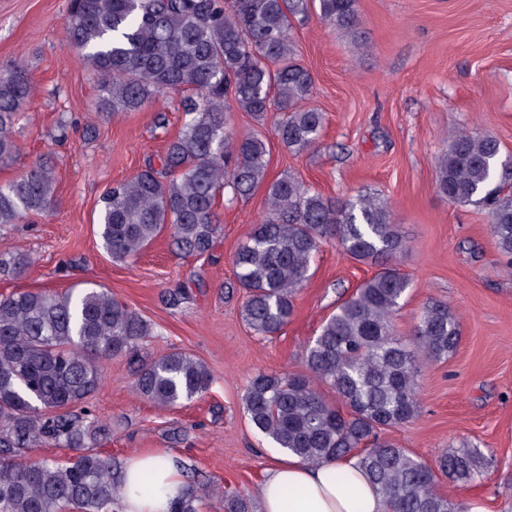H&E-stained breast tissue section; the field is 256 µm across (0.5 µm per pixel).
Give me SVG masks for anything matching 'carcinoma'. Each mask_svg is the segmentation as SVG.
Returning <instances> with one entry per match:
<instances>
[{"label":"carcinoma","instance_id":"cac0c4a2","mask_svg":"<svg viewBox=\"0 0 512 512\" xmlns=\"http://www.w3.org/2000/svg\"><path fill=\"white\" fill-rule=\"evenodd\" d=\"M313 13L365 47L357 0H70L65 39L96 79L98 111L133 112L178 94L185 115L158 162L103 193L97 235L114 262L139 255L166 228L178 251L203 255L223 230L216 213L223 191L233 202L264 189L265 213L232 260L245 294L242 318L264 337L288 324L323 241L354 260L379 262L307 346L309 374L254 376L243 408L259 433L309 465L357 457L389 512H469L438 491L436 472L461 484L480 480L487 459L478 447L450 448L434 469L381 437L418 415L421 362L448 358L460 338L458 319L441 301L424 307L410 339L396 334L411 281L394 265L403 242L388 202L371 192L325 198L291 174L270 181L261 135L227 130L233 111L262 125L273 113L284 147L300 153L317 143L324 114L307 104L313 78L291 35ZM34 91L23 63L0 69V166L19 154L13 131ZM436 186L454 204L483 207L499 255L512 259V159H501L495 138L455 134L438 158ZM56 204L54 168L42 159L0 183V224ZM30 265L17 252L0 258V274L20 276ZM152 335V325L105 288L0 297V512H114L124 465L96 450L112 424L73 411L99 387L100 360L129 359L134 391L161 408L201 397L214 381L177 349L141 358ZM321 385L338 404L322 397ZM42 446L74 454L64 462L26 458ZM183 472L185 491L170 512H200L208 482L187 465ZM224 512H253L252 499L228 496Z\"/></svg>","mask_w":512,"mask_h":512}]
</instances>
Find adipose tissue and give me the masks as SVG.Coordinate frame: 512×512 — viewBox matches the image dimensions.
<instances>
[{
	"instance_id": "adipose-tissue-1",
	"label": "adipose tissue",
	"mask_w": 512,
	"mask_h": 512,
	"mask_svg": "<svg viewBox=\"0 0 512 512\" xmlns=\"http://www.w3.org/2000/svg\"><path fill=\"white\" fill-rule=\"evenodd\" d=\"M154 473L144 489L142 471ZM184 480L172 456L144 453L128 459L119 512H169ZM259 512H387L383 497L359 468L356 458L311 467L299 458L277 456L259 491Z\"/></svg>"
}]
</instances>
